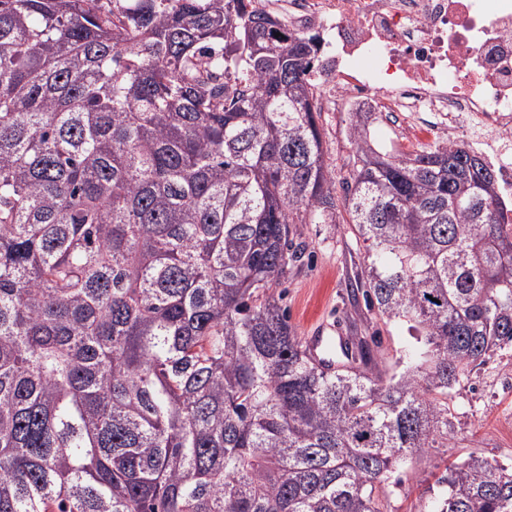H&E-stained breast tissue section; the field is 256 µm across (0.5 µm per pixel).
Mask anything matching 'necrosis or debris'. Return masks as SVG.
Segmentation results:
<instances>
[{"label": "necrosis or debris", "instance_id": "necrosis-or-debris-1", "mask_svg": "<svg viewBox=\"0 0 512 512\" xmlns=\"http://www.w3.org/2000/svg\"><path fill=\"white\" fill-rule=\"evenodd\" d=\"M288 28L326 33L316 79L335 87L332 111L405 113L423 147L465 139L512 225V0H289Z\"/></svg>", "mask_w": 512, "mask_h": 512}]
</instances>
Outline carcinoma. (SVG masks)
Here are the masks:
<instances>
[{
	"instance_id": "1",
	"label": "carcinoma",
	"mask_w": 512,
	"mask_h": 512,
	"mask_svg": "<svg viewBox=\"0 0 512 512\" xmlns=\"http://www.w3.org/2000/svg\"><path fill=\"white\" fill-rule=\"evenodd\" d=\"M0 0V512H384L512 346V226L462 145L350 115L360 287L414 342L327 374L270 289L334 224L321 38L255 0ZM428 512H512L471 455ZM392 120H378L371 127V137L373 140L380 145L384 146H395L397 141L399 140L400 134L399 129L394 126Z\"/></svg>"
}]
</instances>
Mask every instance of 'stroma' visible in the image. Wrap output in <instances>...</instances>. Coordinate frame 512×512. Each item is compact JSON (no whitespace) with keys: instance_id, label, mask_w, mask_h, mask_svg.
Wrapping results in <instances>:
<instances>
[{"instance_id":"obj_1","label":"stroma","mask_w":512,"mask_h":512,"mask_svg":"<svg viewBox=\"0 0 512 512\" xmlns=\"http://www.w3.org/2000/svg\"><path fill=\"white\" fill-rule=\"evenodd\" d=\"M322 134L329 170L341 183L352 167L354 147L348 139V117L323 112ZM293 242L304 254L292 261L273 293L299 338L315 326L342 328L361 340L374 341V362L383 376L396 368L410 338L405 328L386 324L367 313L352 290L364 268V251L347 224H297ZM512 466V347L498 350L457 386L448 414V445L434 448L392 474L386 485L387 512H422L441 493L435 481L445 466L470 455Z\"/></svg>"}]
</instances>
